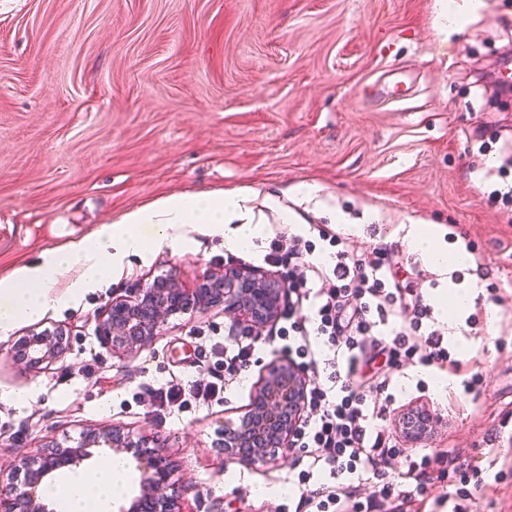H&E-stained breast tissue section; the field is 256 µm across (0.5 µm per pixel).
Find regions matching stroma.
Here are the masks:
<instances>
[{
  "instance_id": "35a3bbf8",
  "label": "stroma",
  "mask_w": 512,
  "mask_h": 512,
  "mask_svg": "<svg viewBox=\"0 0 512 512\" xmlns=\"http://www.w3.org/2000/svg\"><path fill=\"white\" fill-rule=\"evenodd\" d=\"M440 4L0 0V279L172 195L248 190L263 226L232 254L221 232L186 225L183 241L128 256L76 298V272L60 276L57 305L0 334V477L16 475L29 451L116 428L166 448L168 491L190 512H293L299 450L252 466L222 445L262 373L287 360L279 343L258 344L222 400L162 416L154 388L216 381L215 348L243 325L223 306L197 309L132 353L112 349L99 326L112 296L163 277L197 288L235 265L288 279L287 267L263 261L273 229L308 235L320 201L342 215L338 230L357 251L378 236L407 252L430 303L449 283L478 284L473 325L444 339L452 365L405 366L390 391L433 416L417 445L464 461L466 512H512V205L492 196L512 111L475 98L492 87L482 74L512 58V0H482L444 34ZM393 66L412 68L419 91L384 109L375 80ZM270 194L289 215L266 205ZM416 222L442 225L472 264L435 269L409 246ZM58 325L63 357L42 370L15 360L22 338ZM440 376L443 396L432 387ZM491 448L502 470L489 468Z\"/></svg>"
}]
</instances>
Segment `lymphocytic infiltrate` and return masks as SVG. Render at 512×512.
<instances>
[{
    "label": "lymphocytic infiltrate",
    "mask_w": 512,
    "mask_h": 512,
    "mask_svg": "<svg viewBox=\"0 0 512 512\" xmlns=\"http://www.w3.org/2000/svg\"><path fill=\"white\" fill-rule=\"evenodd\" d=\"M332 249L330 263L318 262L311 240L276 233L263 260L287 264L293 301L275 331L284 351L310 371L303 417L292 447L311 465L329 469L336 484L301 493L297 512H410L411 493L387 480L384 464L395 446L383 426L396 398L389 392L393 368L412 361L444 365L448 350L432 326V308L421 289L403 284L396 257L386 244L372 243L355 253L349 239L319 230ZM253 337L225 348L224 381L217 384L167 383L156 390L160 410L189 408L219 399L224 385L238 382L256 350ZM462 469L455 456L417 448L406 457L405 479L424 491ZM352 482H344L343 474ZM373 483V496L360 499L355 482ZM414 490V491H415Z\"/></svg>",
    "instance_id": "1"
}]
</instances>
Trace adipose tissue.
Returning <instances> with one entry per match:
<instances>
[{
	"mask_svg": "<svg viewBox=\"0 0 512 512\" xmlns=\"http://www.w3.org/2000/svg\"><path fill=\"white\" fill-rule=\"evenodd\" d=\"M252 197L244 191L218 195H180L157 200L128 212L121 220L102 225L90 239L66 251H53L42 261L17 269L12 277L0 280V331L9 332L17 322L40 318L54 304L56 274L73 268L80 275L71 295L101 284L131 255H145L171 246L182 239L187 224H209L223 231L229 250L242 247L257 234L253 224ZM151 226V238H143V226ZM412 244L428 254L441 269L448 264H466L471 255L466 248L446 253L438 244L436 225H411ZM127 469L123 461L110 459L96 469L92 477L63 476L47 489L57 498L61 512H110L111 503L126 488Z\"/></svg>",
	"mask_w": 512,
	"mask_h": 512,
	"instance_id": "1",
	"label": "adipose tissue"
}]
</instances>
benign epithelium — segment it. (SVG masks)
I'll return each mask as SVG.
<instances>
[{
  "label": "benign epithelium",
  "instance_id": "benign-epithelium-1",
  "mask_svg": "<svg viewBox=\"0 0 512 512\" xmlns=\"http://www.w3.org/2000/svg\"><path fill=\"white\" fill-rule=\"evenodd\" d=\"M287 296L285 282L241 267L227 268L194 290L168 277L112 297L106 305L100 333L112 345L137 352L152 342L169 317L221 304L224 311L238 315L251 331L276 318ZM66 338L67 333L61 329H45L25 337L14 356L30 368L41 369L66 353ZM308 385L305 370L292 362L268 367L239 424L224 427V454L232 460L257 465L288 453L305 411ZM93 447L132 454L140 473L138 491L118 507V512H145L148 503L164 506V512H182L175 501L164 496L171 475L165 450L156 448L146 455L138 451L140 444L117 429L92 431L75 448H55L48 453L38 450L24 456L23 480L10 478L0 486V497L6 499L11 512H53L39 500L42 480L63 468L80 466L93 456ZM240 448H249L251 452L242 454L238 452Z\"/></svg>",
  "mask_w": 512,
  "mask_h": 512
}]
</instances>
